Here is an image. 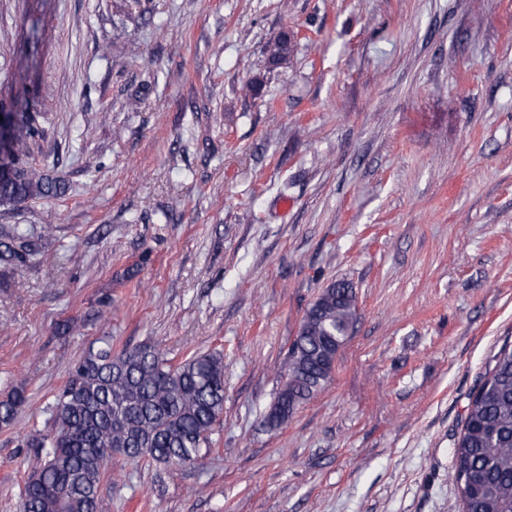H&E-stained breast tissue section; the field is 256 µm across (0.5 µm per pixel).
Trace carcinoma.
<instances>
[{
    "mask_svg": "<svg viewBox=\"0 0 512 512\" xmlns=\"http://www.w3.org/2000/svg\"><path fill=\"white\" fill-rule=\"evenodd\" d=\"M291 49L284 32L268 45V63L285 64ZM37 134L33 116L0 112V206L60 192L56 180L25 161ZM54 221L50 213L38 229L1 224L0 266L28 268L53 236ZM356 312L346 280L328 284L310 303L281 367L284 383L266 413L269 426L285 423L329 382ZM28 400L22 385L0 399L1 429L14 425ZM47 413L43 431L26 441L36 455L19 512H98L112 451L176 466L210 447L224 413V356L197 353L174 364L156 345L116 349L112 337L100 336L83 350ZM452 455L449 478L462 512H512L511 343L501 346L469 397Z\"/></svg>",
    "mask_w": 512,
    "mask_h": 512,
    "instance_id": "obj_1",
    "label": "carcinoma"
}]
</instances>
